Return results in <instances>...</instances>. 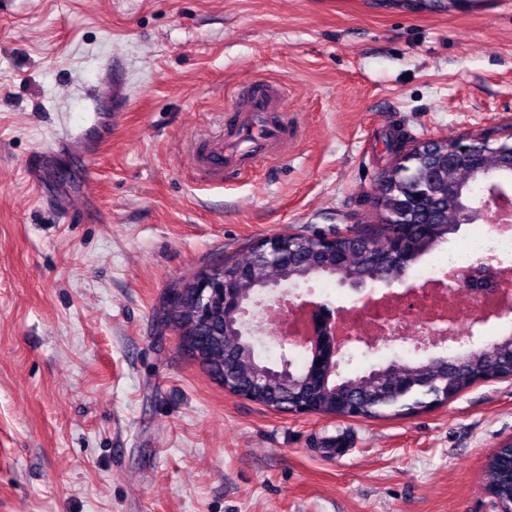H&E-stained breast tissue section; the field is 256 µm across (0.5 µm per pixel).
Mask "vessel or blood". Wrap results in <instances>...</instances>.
<instances>
[{"label": "vessel or blood", "instance_id": "b4317fda", "mask_svg": "<svg viewBox=\"0 0 512 512\" xmlns=\"http://www.w3.org/2000/svg\"><path fill=\"white\" fill-rule=\"evenodd\" d=\"M284 109L283 92L265 80H255L223 137L199 158V166L213 177L252 172L260 158L279 152L287 142L288 129L280 117Z\"/></svg>", "mask_w": 512, "mask_h": 512}]
</instances>
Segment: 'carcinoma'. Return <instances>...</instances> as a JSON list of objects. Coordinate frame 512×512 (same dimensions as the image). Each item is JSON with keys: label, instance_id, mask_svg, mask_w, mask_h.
<instances>
[{"label": "carcinoma", "instance_id": "obj_1", "mask_svg": "<svg viewBox=\"0 0 512 512\" xmlns=\"http://www.w3.org/2000/svg\"><path fill=\"white\" fill-rule=\"evenodd\" d=\"M483 167L498 179V185L512 187V162L506 163L497 151L488 149L477 161L462 160L448 154V144L442 142L432 148H421L403 170L385 175L376 198L378 215L386 214L394 222H404L409 228L400 234L402 250L414 266L435 246L448 240V227L460 224L462 201L476 205L482 198L484 178L474 174ZM459 185V193L441 196L436 208H431L427 197L417 193V185L427 169ZM390 231L388 224H347L328 234L336 237V245H324L315 237L318 233L299 234L283 242L289 243L292 259L282 267L266 262L262 251L249 247L242 262L230 261L228 272H240L233 284L247 301L275 280L297 285L314 278L332 276L331 267L339 254L346 257L344 277L349 281L366 282L394 277L398 265L389 258ZM166 321L185 339L208 340L209 346L189 356L208 373L224 370L245 383L273 371L263 362L250 344L248 336L224 333V301L214 306L213 318L202 324L190 309L167 311ZM307 368L293 374L302 386L305 397L323 407H332L340 398L350 397L361 419H376L389 415H403L416 409L439 404L453 395L471 388L476 382L512 375V340L498 342L492 351L470 350L454 357H434L425 361L401 360L384 370L374 368L375 378L368 382L359 376H344L335 372L320 383L306 379ZM509 449L503 448L488 457L485 473L488 486L503 499H512V480L501 473L502 458Z\"/></svg>", "mask_w": 512, "mask_h": 512}]
</instances>
